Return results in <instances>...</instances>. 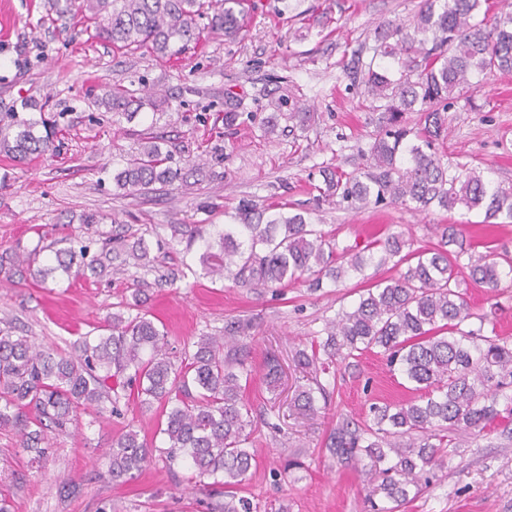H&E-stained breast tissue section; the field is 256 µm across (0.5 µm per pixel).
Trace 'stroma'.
<instances>
[{
	"label": "stroma",
	"mask_w": 512,
	"mask_h": 512,
	"mask_svg": "<svg viewBox=\"0 0 512 512\" xmlns=\"http://www.w3.org/2000/svg\"><path fill=\"white\" fill-rule=\"evenodd\" d=\"M421 0H244L236 39L204 34L180 57L160 60L146 49H113L79 14L49 18L51 0H0L11 29L0 39V118L22 99L44 102L31 112L56 123L53 152L19 164L0 155V257L36 250V266L53 260L64 239L79 236L99 252L144 240L150 264L122 267L95 277L73 268L47 283L0 272V328L14 326L38 343L64 352L124 310L133 287L145 289L146 310L170 347L183 350L204 335L220 336L247 323L243 341L253 372L244 391L257 414L252 435L257 465L245 494L260 512H374L383 496L367 501V456L343 467L323 443L337 423L360 424L372 402L413 399L382 356L366 353L337 361L320 380L329 392L326 410L306 415L293 402L311 383L296 370L297 351L326 338L338 313L352 310L363 277L394 276L390 266L368 263L363 274L309 290L299 282L280 292L204 276V238L247 207L283 206L308 212L335 234L340 246L365 247L391 224L402 225L413 248H432L438 228L458 225L476 251H512V224L490 227L483 213L456 207L416 213L380 203L360 209L321 197L323 169L352 173L363 167L377 115L365 94L358 62L369 61L380 24L406 22ZM124 86L159 90L169 106L144 108L133 120L104 112L95 89ZM296 94L313 108L307 129L281 120L275 136L262 121L278 98ZM241 116L224 125L225 103ZM166 139L172 164L187 176L176 190L160 184L118 193L113 175L150 134ZM450 164L483 171L512 188V72L479 75L470 97L448 110V138L439 145ZM94 214L98 223L82 218ZM201 240L188 243L191 231ZM488 323L512 336V282L498 292L462 286ZM276 357L281 378L269 384L264 362ZM118 413L90 408L79 430L53 436L46 464L32 465L12 431L0 429V493L10 512H207V492L193 486L184 468L154 461L137 478L112 482L105 451L122 432L164 447L160 408L142 410L135 396L121 397ZM398 512H512V434L495 430L455 440L446 468L430 487Z\"/></svg>",
	"instance_id": "35a3bbf8"
}]
</instances>
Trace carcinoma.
I'll list each match as a JSON object with an SVG mask.
<instances>
[{
    "instance_id": "1",
    "label": "carcinoma",
    "mask_w": 512,
    "mask_h": 512,
    "mask_svg": "<svg viewBox=\"0 0 512 512\" xmlns=\"http://www.w3.org/2000/svg\"><path fill=\"white\" fill-rule=\"evenodd\" d=\"M487 0H422L413 27L386 23L378 33L374 59L360 66L365 93L378 103L379 126L367 154V171L347 175L322 171V196L351 204L389 202L421 211L436 205H461L484 211V223H512V190L463 165L450 170L433 151L448 138V108L477 87L486 72L512 71V6L493 15L481 11ZM242 0H82L79 12L96 24L98 35L117 49L147 48L159 59L177 58L195 48L204 30L233 39L241 30ZM107 112L128 117L144 106L160 107L164 96L112 88L97 97ZM288 119L305 128L309 107L293 97ZM420 114V128L404 124V114ZM0 125V154L24 162L45 154L54 131L38 136V122L10 113ZM113 180L131 194L158 183H186L181 170L150 137L126 161ZM239 223L226 224L214 239L203 240L201 264L211 277L230 276L247 288H286L300 279L318 290L324 280L338 282L361 274L367 259L300 214L281 207L247 208ZM404 234L386 229L377 248V265L399 269L395 277L363 290L352 310L327 324V338L299 353V364L326 370L345 355L367 352L386 356L418 397L408 402H374L364 427L344 421L329 435L327 449L339 462L365 451L379 470L381 483L369 495L384 494L401 506L429 484L428 474L444 466L452 436L480 434L502 426L512 434V336L491 328L487 316L468 303L461 283L470 280L495 291L512 280V257L478 253L459 241L455 225H446L440 245L408 250ZM112 251L89 255V246L55 251L56 266L33 268L28 252H17L12 265L38 282L75 264L96 274L112 265ZM147 248L137 242L125 251L129 260L147 266ZM99 336L83 337L71 355L47 349L29 336L0 329V426L14 430L18 447L41 462L50 436L77 425L78 411L88 407L118 411L119 391H136L141 408L158 405L165 416L168 467L187 466L192 478L210 488L212 512H257L239 492L256 465L251 436L255 420L244 399L251 369L239 338L201 336L177 356L165 335L138 312H114ZM321 382L296 396L299 409L317 410ZM114 482L133 479L154 460L153 449L130 429L112 440L106 452Z\"/></svg>"
}]
</instances>
